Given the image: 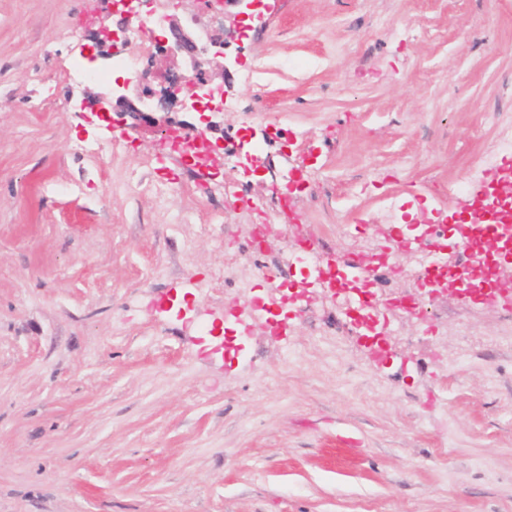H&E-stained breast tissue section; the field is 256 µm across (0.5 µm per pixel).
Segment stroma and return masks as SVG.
<instances>
[{"label":"stroma","instance_id":"1","mask_svg":"<svg viewBox=\"0 0 512 512\" xmlns=\"http://www.w3.org/2000/svg\"><path fill=\"white\" fill-rule=\"evenodd\" d=\"M224 48V110L95 116L107 0H0V512H512V303L450 289L361 336L313 303L239 327L224 269L377 247L387 197L456 220L512 125V0H153ZM218 148L209 167L161 128ZM261 144V171L249 163ZM290 194L301 220L251 246ZM249 200V207L238 204ZM305 239L298 237L294 241H291L289 245V250L286 256H283L281 260V267L278 268V271L281 276H284L285 269L283 266L288 267V263L290 258L297 256L298 254L303 255V258L311 265H316L317 267L321 266L323 257L319 256L316 253L309 251V249L305 245Z\"/></svg>","mask_w":512,"mask_h":512}]
</instances>
